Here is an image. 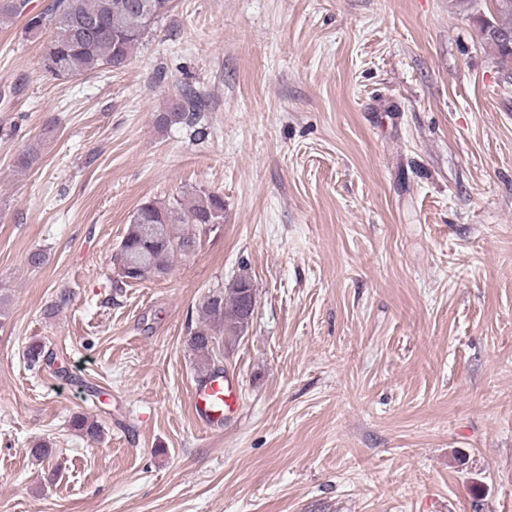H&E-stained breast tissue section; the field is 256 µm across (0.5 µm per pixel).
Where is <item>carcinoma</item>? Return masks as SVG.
Listing matches in <instances>:
<instances>
[{"mask_svg":"<svg viewBox=\"0 0 512 512\" xmlns=\"http://www.w3.org/2000/svg\"><path fill=\"white\" fill-rule=\"evenodd\" d=\"M173 9L172 0H52L42 12L28 9V0H0V27L24 19V31L35 37L45 29L53 38L44 46L42 65L56 78H75L127 64ZM481 42L492 47L500 65L512 75V0H492L488 12L473 17ZM205 104L190 87L169 98L156 114L158 128L184 125L197 138L205 136L202 125ZM224 223V198L216 192L197 191L190 205H170L149 200L134 212L119 248L122 282L142 283L168 273L173 259L195 252L196 236L179 229L181 224ZM255 294L250 275L227 289H215L198 310V325L190 331L189 347L198 370L215 372L220 354L219 332L235 340L244 335L248 298ZM76 433L91 440L101 437L98 422L83 413L70 419Z\"/></svg>","mask_w":512,"mask_h":512,"instance_id":"1","label":"carcinoma"}]
</instances>
